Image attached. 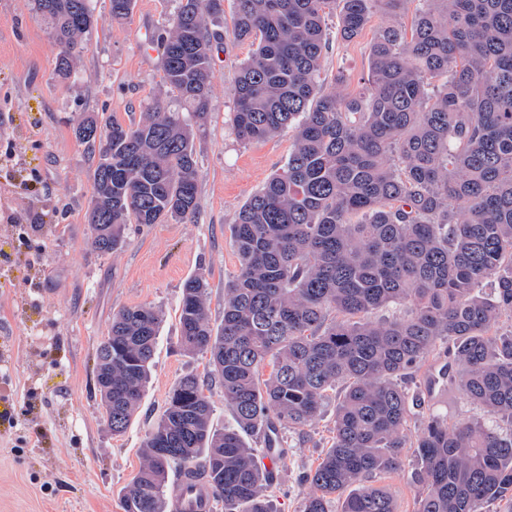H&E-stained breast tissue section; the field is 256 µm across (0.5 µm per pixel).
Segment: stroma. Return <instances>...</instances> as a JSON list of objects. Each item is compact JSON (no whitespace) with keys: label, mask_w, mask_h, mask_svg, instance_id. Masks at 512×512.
<instances>
[{"label":"stroma","mask_w":512,"mask_h":512,"mask_svg":"<svg viewBox=\"0 0 512 512\" xmlns=\"http://www.w3.org/2000/svg\"><path fill=\"white\" fill-rule=\"evenodd\" d=\"M99 18L75 67L56 81L59 48L33 0H0V512H123L121 496L143 464L144 440L184 375L204 374L206 360L179 347L185 282L205 276L209 317L220 325L224 283L238 269L230 228L240 207L281 168L293 149L283 133L241 143L231 113L237 66L251 42H228L215 58L210 112L195 142L199 213L186 224H133L117 251L91 246L86 211L98 154L76 140L87 113L124 124L164 96L160 60L144 42L166 25L177 0H136L130 23L109 20V0H92ZM418 0L391 15L374 10L360 37L331 40L322 89L347 90L367 74L368 52L386 25L410 24ZM147 305L164 314L152 376L136 415L118 437L108 431L95 379L96 350L121 308ZM335 399L305 434L284 433L287 454L267 490L274 512H298L301 477L320 462L332 437ZM421 430L410 421L409 446L394 473L375 477L398 512H414L411 449Z\"/></svg>","instance_id":"35a3bbf8"}]
</instances>
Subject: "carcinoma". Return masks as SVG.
Returning a JSON list of instances; mask_svg holds the SVG:
<instances>
[{"label":"carcinoma","instance_id":"carcinoma-1","mask_svg":"<svg viewBox=\"0 0 512 512\" xmlns=\"http://www.w3.org/2000/svg\"><path fill=\"white\" fill-rule=\"evenodd\" d=\"M223 0H179L157 35L163 85L136 124L89 114L73 131L97 150L86 213L92 246H123L127 225L193 223L199 212L195 140L210 106L214 51L208 20ZM405 0H235L233 36L256 44L237 67L232 126L260 143L292 131L294 148L238 212L231 234L239 268L224 284L219 328L209 283L182 289V349L209 355L234 422L214 426L204 382L180 378L143 446L144 464L123 512H167L169 473L203 485L209 512H271L246 436L305 433L327 393L341 388L333 437L303 477L300 512H397L370 484L420 464L415 512H490L512 506V0H419L411 25L381 28L357 92H325L326 18L336 37H358L373 11ZM135 0H110V19L132 18ZM59 46L54 75L69 80L98 25L90 0H34ZM492 293L480 292L483 282ZM405 307L385 321L374 311ZM162 311L125 307L96 353L112 434L126 431L142 399ZM447 379L484 412L450 424L430 413L416 441L405 431L412 379L437 346ZM269 374H264L265 368Z\"/></svg>","mask_w":512,"mask_h":512}]
</instances>
